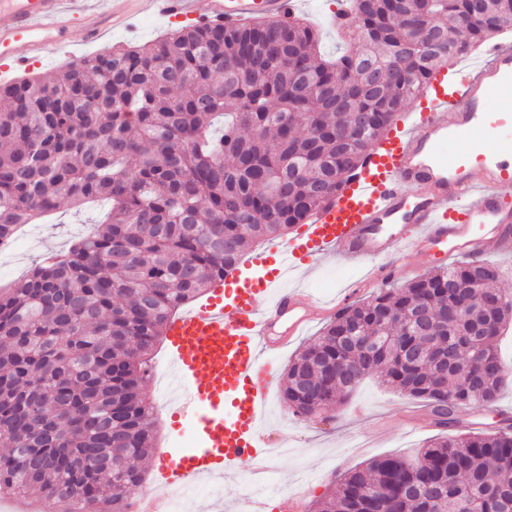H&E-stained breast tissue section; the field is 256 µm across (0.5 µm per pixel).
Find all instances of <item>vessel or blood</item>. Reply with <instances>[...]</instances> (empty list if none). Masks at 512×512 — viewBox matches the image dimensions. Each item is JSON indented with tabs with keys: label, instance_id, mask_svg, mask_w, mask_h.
Segmentation results:
<instances>
[{
	"label": "vessel or blood",
	"instance_id": "b4317fda",
	"mask_svg": "<svg viewBox=\"0 0 512 512\" xmlns=\"http://www.w3.org/2000/svg\"><path fill=\"white\" fill-rule=\"evenodd\" d=\"M129 0H0V67L23 71L62 47L70 29L97 40L116 28ZM304 0H150L155 17L235 26L285 21ZM494 142L487 152L486 142ZM458 142L456 154H446ZM512 48L488 46L478 67L437 74L412 125L384 143L333 202L288 244L255 253L197 306L167 326L171 369L183 389L176 417L193 442L160 460L162 490L140 492L137 512H167L165 490L235 477L270 454L264 412L278 355L321 304L284 287L288 271L334 259L370 262L367 286L400 273L399 256L478 260L512 253Z\"/></svg>",
	"mask_w": 512,
	"mask_h": 512
}]
</instances>
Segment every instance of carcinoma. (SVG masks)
I'll return each mask as SVG.
<instances>
[{
    "label": "carcinoma",
    "mask_w": 512,
    "mask_h": 512,
    "mask_svg": "<svg viewBox=\"0 0 512 512\" xmlns=\"http://www.w3.org/2000/svg\"><path fill=\"white\" fill-rule=\"evenodd\" d=\"M356 42L334 62L294 17L188 24L73 62L52 84L0 82V242L53 214L112 201L62 254L0 288V498L129 512L154 451L149 356L184 304L237 270L247 246L326 207L406 106L456 59L512 31V0H350ZM499 268L455 261L336 313L289 362L286 407L311 419L370 375L443 429L512 386L497 337L512 322ZM370 357L353 336H408ZM487 327L476 349L465 339ZM448 357V374L435 360ZM26 449L19 455L16 450ZM336 476L318 512H512V421L442 435L416 457Z\"/></svg>",
    "instance_id": "carcinoma-1"
}]
</instances>
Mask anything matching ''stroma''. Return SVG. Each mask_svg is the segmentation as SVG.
Returning <instances> with one entry per match:
<instances>
[{
	"label": "stroma",
	"instance_id": "1",
	"mask_svg": "<svg viewBox=\"0 0 512 512\" xmlns=\"http://www.w3.org/2000/svg\"><path fill=\"white\" fill-rule=\"evenodd\" d=\"M138 2V10L129 27L111 31L102 43L96 45L84 44L80 30H72L69 45L53 57L39 60L32 66V73L50 82L71 62L119 44L151 42L182 27V20L156 18L149 9L148 0ZM336 8L337 0H307L302 11L303 17L320 32L321 53L331 59L343 50L341 40L330 25V13ZM108 209L109 205L104 201L85 209L64 204L50 222L26 225L18 235L16 258L0 263V284L23 278L38 257L66 247L85 232L89 224L102 219ZM363 273V266L335 260L290 279L288 285L309 290L317 300L329 306ZM145 394L156 410L154 456L144 466V486L151 489L162 479L159 455L185 447L188 438L175 435L172 411L159 404L154 386H147ZM359 405L366 408L361 417L353 412ZM424 414L420 402L382 385L380 378L373 377L365 379L346 403L331 411L329 420L306 421L288 411L280 386H273L266 426L274 437L286 438L288 452L273 460L272 472L263 484L264 490L274 494L302 493L306 507H313L331 490L336 473L364 467L384 455L413 456L417 449L434 439L439 429L427 425ZM198 487V493L186 497L180 512H199L203 505L209 512H224L226 502L251 489L241 477L229 484L202 481Z\"/></svg>",
	"mask_w": 512,
	"mask_h": 512
}]
</instances>
